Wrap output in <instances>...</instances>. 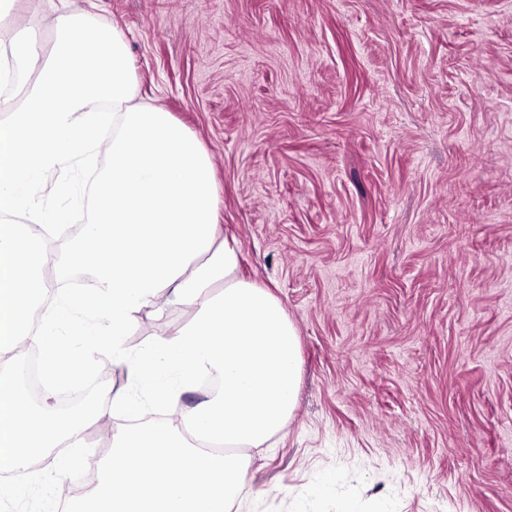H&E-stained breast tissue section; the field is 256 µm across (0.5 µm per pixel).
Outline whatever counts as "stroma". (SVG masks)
I'll list each match as a JSON object with an SVG mask.
<instances>
[{"label": "stroma", "instance_id": "1", "mask_svg": "<svg viewBox=\"0 0 512 512\" xmlns=\"http://www.w3.org/2000/svg\"><path fill=\"white\" fill-rule=\"evenodd\" d=\"M53 0H16L0 40ZM206 148L220 229L300 338L241 512H512V0H76ZM49 175L85 189L102 164ZM190 310H144L134 351ZM68 448L16 512H59Z\"/></svg>", "mask_w": 512, "mask_h": 512}]
</instances>
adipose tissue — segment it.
<instances>
[{
    "label": "adipose tissue",
    "mask_w": 512,
    "mask_h": 512,
    "mask_svg": "<svg viewBox=\"0 0 512 512\" xmlns=\"http://www.w3.org/2000/svg\"><path fill=\"white\" fill-rule=\"evenodd\" d=\"M87 20L73 0H56L54 40L44 56L36 33L0 51V82L34 74L15 101L0 102V502L12 500L1 476L44 456L61 440L67 466L94 475L91 495L66 512H232L248 486L252 448H269L287 426L301 373L296 328L265 286L240 273L239 247L218 224L219 191L204 146L168 112L133 101L137 81L124 34L104 29L82 38ZM104 147L107 165L91 194L62 188L68 206L43 208L38 193L51 173L79 165L84 150ZM84 207L88 223L69 263L88 269L95 292L59 307L34 326L40 276L55 256L51 241L33 248L24 212L39 224L62 221ZM170 297L193 318L178 333L159 335L133 356L125 338L139 314ZM108 316L98 330L91 317ZM68 325V341L56 325ZM41 349L49 389L31 402L14 371L27 343ZM111 344L112 361L128 369L127 388L111 408L67 417L53 388L78 381L96 349ZM218 389L198 406L180 404L200 377ZM120 417L106 469L86 459L90 424Z\"/></svg>",
    "instance_id": "obj_1"
}]
</instances>
